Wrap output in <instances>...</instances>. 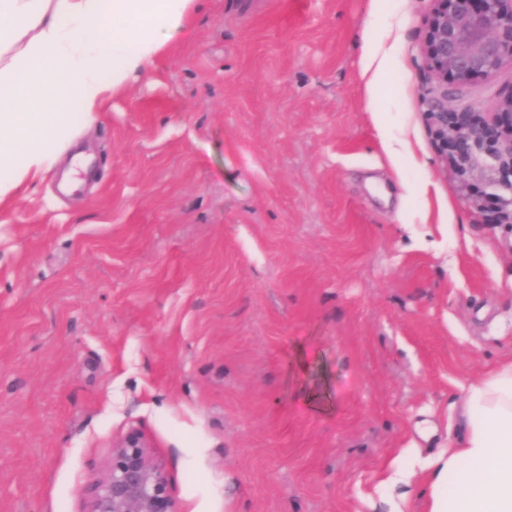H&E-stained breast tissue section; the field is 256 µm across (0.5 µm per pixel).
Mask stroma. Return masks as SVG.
Masks as SVG:
<instances>
[{"instance_id": "obj_1", "label": "stroma", "mask_w": 512, "mask_h": 512, "mask_svg": "<svg viewBox=\"0 0 512 512\" xmlns=\"http://www.w3.org/2000/svg\"><path fill=\"white\" fill-rule=\"evenodd\" d=\"M434 7L201 0L78 135L94 184L56 170L0 215V512H87L132 428L181 512H426L385 471L512 357V226L425 115ZM362 64L365 73L372 71L371 85L377 83L387 66V52L380 47L365 44L362 49Z\"/></svg>"}]
</instances>
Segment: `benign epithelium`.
Here are the masks:
<instances>
[{
  "instance_id": "obj_1",
  "label": "benign epithelium",
  "mask_w": 512,
  "mask_h": 512,
  "mask_svg": "<svg viewBox=\"0 0 512 512\" xmlns=\"http://www.w3.org/2000/svg\"><path fill=\"white\" fill-rule=\"evenodd\" d=\"M423 54L437 80L428 118L441 150L457 171H478L505 220H512V93L497 111L478 117L448 107V83L464 85L512 68V0H435ZM87 512H181L163 466L143 434L129 429L115 444Z\"/></svg>"
}]
</instances>
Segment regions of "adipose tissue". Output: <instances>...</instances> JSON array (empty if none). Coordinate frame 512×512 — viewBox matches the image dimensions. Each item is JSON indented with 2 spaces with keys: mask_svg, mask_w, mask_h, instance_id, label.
Returning <instances> with one entry per match:
<instances>
[{
  "mask_svg": "<svg viewBox=\"0 0 512 512\" xmlns=\"http://www.w3.org/2000/svg\"><path fill=\"white\" fill-rule=\"evenodd\" d=\"M199 3L0 0V213ZM459 415L462 435L425 465L427 512H512V360L466 386Z\"/></svg>",
  "mask_w": 512,
  "mask_h": 512,
  "instance_id": "obj_1",
  "label": "adipose tissue"
}]
</instances>
